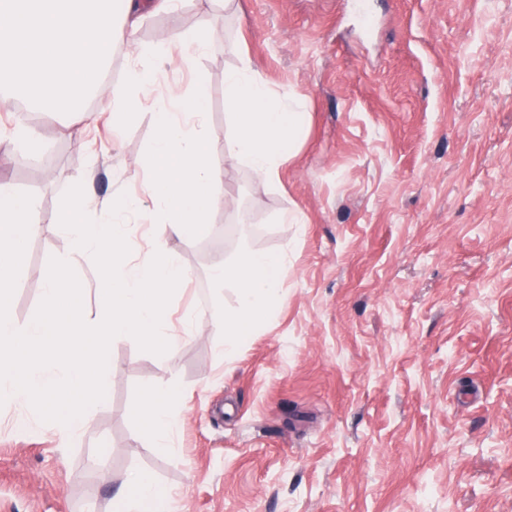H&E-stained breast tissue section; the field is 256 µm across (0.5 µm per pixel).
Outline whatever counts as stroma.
<instances>
[{"label": "stroma", "mask_w": 512, "mask_h": 512, "mask_svg": "<svg viewBox=\"0 0 512 512\" xmlns=\"http://www.w3.org/2000/svg\"><path fill=\"white\" fill-rule=\"evenodd\" d=\"M374 2L368 30L351 0H200L143 23L145 45L176 25L214 37L155 87L205 84L230 201L172 243L189 277L168 328L191 311L194 330L173 361L112 344L106 397L71 439L0 406V512H117L102 475L134 470L177 512H512V0ZM244 60L309 114L275 185L224 152V73ZM31 123L46 154L0 140V178L42 221L10 304L21 323L64 247L62 194L138 193L154 134L147 106L118 130L106 115ZM246 250L287 254L288 273L225 358L214 315L235 301L211 266ZM173 384L164 451L137 409Z\"/></svg>", "instance_id": "1"}]
</instances>
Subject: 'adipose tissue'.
Masks as SVG:
<instances>
[{
	"instance_id": "1",
	"label": "adipose tissue",
	"mask_w": 512,
	"mask_h": 512,
	"mask_svg": "<svg viewBox=\"0 0 512 512\" xmlns=\"http://www.w3.org/2000/svg\"><path fill=\"white\" fill-rule=\"evenodd\" d=\"M180 0H0V105L21 107L23 115L0 137L13 150L38 152L41 144L28 116L60 112L88 124L97 113L81 105L88 96L112 113L119 126L144 106L143 94L156 82L161 59L184 66L210 52L213 36L206 28H172L156 46L137 38L154 12L178 13ZM128 60L121 84L108 82L117 53ZM227 102L235 133L226 153L266 183L278 182L280 168L295 149L306 115L295 94L273 99L262 75L249 61L224 75ZM288 265L283 254L246 251L215 268L217 281L234 290L236 306L217 321L224 333V354L233 356L243 335L268 318L281 295ZM179 396L171 387L148 395L138 414L156 447L170 449L178 427L173 404ZM158 496L155 482L141 472L127 473L114 499L120 512H149Z\"/></svg>"
}]
</instances>
